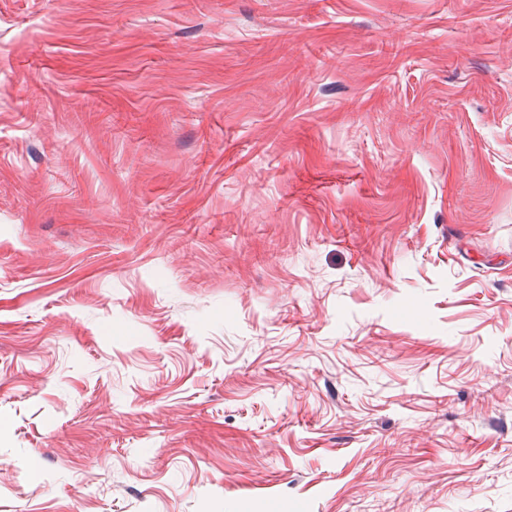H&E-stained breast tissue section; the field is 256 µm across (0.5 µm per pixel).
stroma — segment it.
Instances as JSON below:
<instances>
[{
	"instance_id": "stroma-1",
	"label": "stroma",
	"mask_w": 512,
	"mask_h": 512,
	"mask_svg": "<svg viewBox=\"0 0 512 512\" xmlns=\"http://www.w3.org/2000/svg\"><path fill=\"white\" fill-rule=\"evenodd\" d=\"M0 512H512V0H0Z\"/></svg>"
}]
</instances>
